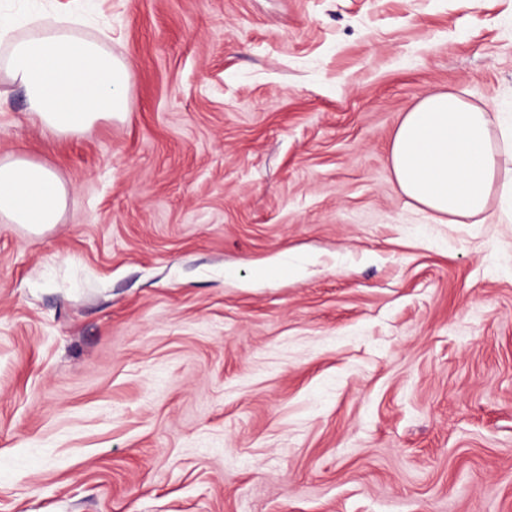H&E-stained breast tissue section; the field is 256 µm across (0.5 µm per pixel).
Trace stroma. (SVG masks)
I'll list each match as a JSON object with an SVG mask.
<instances>
[{
	"label": "stroma",
	"mask_w": 512,
	"mask_h": 512,
	"mask_svg": "<svg viewBox=\"0 0 512 512\" xmlns=\"http://www.w3.org/2000/svg\"><path fill=\"white\" fill-rule=\"evenodd\" d=\"M134 72L0 157V512H512V221L443 224L389 150L452 89L512 113V0H39ZM68 190L56 171L25 154L0 157V222L32 231L59 224Z\"/></svg>",
	"instance_id": "stroma-1"
}]
</instances>
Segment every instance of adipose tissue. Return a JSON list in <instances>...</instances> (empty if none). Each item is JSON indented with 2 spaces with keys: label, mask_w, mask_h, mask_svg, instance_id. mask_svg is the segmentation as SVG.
<instances>
[{
  "label": "adipose tissue",
  "mask_w": 512,
  "mask_h": 512,
  "mask_svg": "<svg viewBox=\"0 0 512 512\" xmlns=\"http://www.w3.org/2000/svg\"><path fill=\"white\" fill-rule=\"evenodd\" d=\"M32 31L13 42L7 73L24 90L33 122L64 138L122 117L130 65L97 41L30 16ZM512 154V115L492 112L448 91L425 96L400 121L390 163L407 198L450 224H481L498 201L512 215V178L500 158ZM68 190L56 171L25 154L0 157V222L40 231L59 223Z\"/></svg>",
  "instance_id": "ef3b65f1"
}]
</instances>
